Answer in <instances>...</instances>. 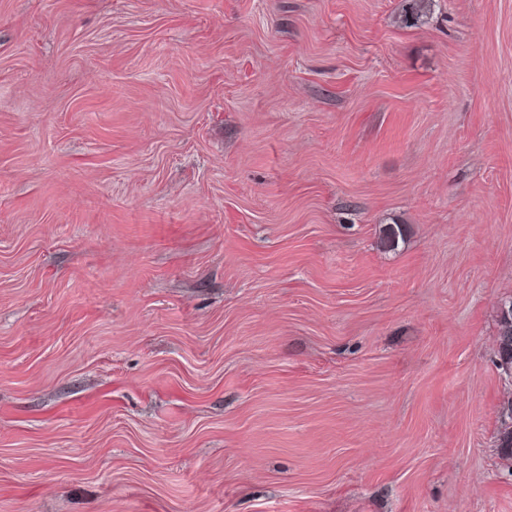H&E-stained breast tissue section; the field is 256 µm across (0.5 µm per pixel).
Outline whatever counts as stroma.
<instances>
[{
    "label": "stroma",
    "mask_w": 512,
    "mask_h": 512,
    "mask_svg": "<svg viewBox=\"0 0 512 512\" xmlns=\"http://www.w3.org/2000/svg\"><path fill=\"white\" fill-rule=\"evenodd\" d=\"M404 7L0 0V512H512V0ZM498 334L496 340L497 368L512 370V313L509 317L501 313L498 307ZM501 368V369H500ZM501 425L496 439V448L501 459L512 468V397L504 399L500 409Z\"/></svg>",
    "instance_id": "obj_1"
}]
</instances>
